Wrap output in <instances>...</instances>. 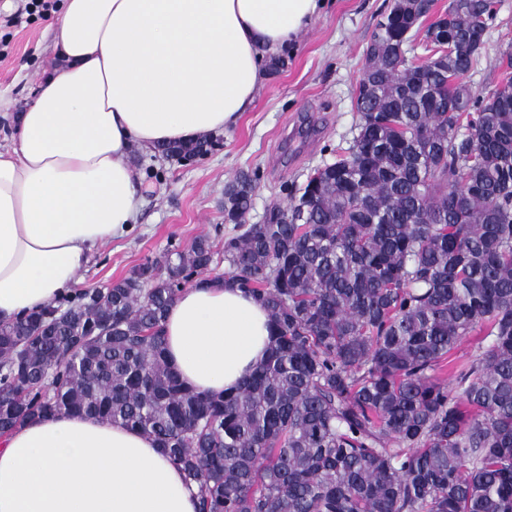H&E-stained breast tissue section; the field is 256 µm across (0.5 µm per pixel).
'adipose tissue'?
Masks as SVG:
<instances>
[{
  "mask_svg": "<svg viewBox=\"0 0 512 512\" xmlns=\"http://www.w3.org/2000/svg\"><path fill=\"white\" fill-rule=\"evenodd\" d=\"M326 0H62L57 63L0 150V323L73 293L90 256L140 207L132 146L233 126ZM190 389L236 391L268 356L269 316L220 279L163 320ZM0 512H199L197 485L140 431L86 415L32 420L0 441Z\"/></svg>",
  "mask_w": 512,
  "mask_h": 512,
  "instance_id": "ef3b65f1",
  "label": "adipose tissue"
}]
</instances>
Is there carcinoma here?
<instances>
[{"mask_svg":"<svg viewBox=\"0 0 512 512\" xmlns=\"http://www.w3.org/2000/svg\"><path fill=\"white\" fill-rule=\"evenodd\" d=\"M432 9L392 0L349 147L275 220L248 223L257 172L224 186V281L266 307L271 341L236 392H195L166 360V311L214 262L199 236L0 325V436L71 413L138 429L200 512H512V76L466 81L492 0ZM421 31L435 68L408 56ZM479 334L448 387L440 363Z\"/></svg>","mask_w":512,"mask_h":512,"instance_id":"carcinoma-1","label":"carcinoma"}]
</instances>
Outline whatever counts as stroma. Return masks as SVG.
I'll return each instance as SVG.
<instances>
[{
	"label": "stroma",
	"mask_w": 512,
	"mask_h": 512,
	"mask_svg": "<svg viewBox=\"0 0 512 512\" xmlns=\"http://www.w3.org/2000/svg\"><path fill=\"white\" fill-rule=\"evenodd\" d=\"M389 0H330L326 10L282 53L253 106L217 133L205 157L180 162L132 147L141 206L136 223L94 252L80 288H101L171 249L205 235L215 248L234 235L224 221V186L241 171L259 175L248 221L261 223L272 205L289 202L292 185L348 147L356 121L354 92L370 34ZM22 0H0V150L10 147V113L30 100L55 64L49 18L17 20ZM496 18L468 82L488 90L502 78L501 54L512 44V0H495Z\"/></svg>",
	"instance_id": "stroma-1"
}]
</instances>
